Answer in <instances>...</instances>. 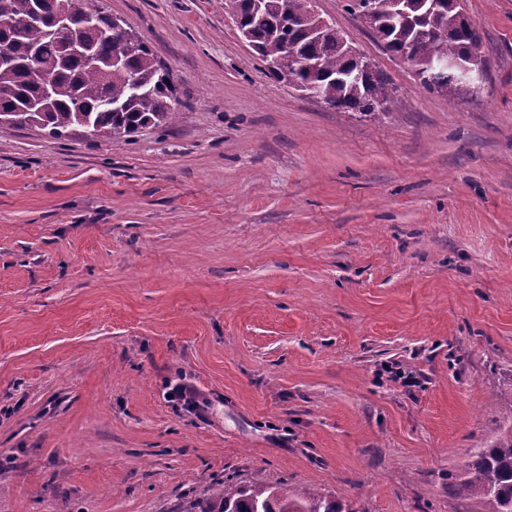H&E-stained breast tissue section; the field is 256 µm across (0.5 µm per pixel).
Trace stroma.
<instances>
[{
	"mask_svg": "<svg viewBox=\"0 0 512 512\" xmlns=\"http://www.w3.org/2000/svg\"><path fill=\"white\" fill-rule=\"evenodd\" d=\"M88 3L178 112L0 127V512H176L227 479L480 512L448 485L512 427V0H463L487 83L452 100L317 0L393 92L375 120L269 75L226 0Z\"/></svg>",
	"mask_w": 512,
	"mask_h": 512,
	"instance_id": "1",
	"label": "stroma"
}]
</instances>
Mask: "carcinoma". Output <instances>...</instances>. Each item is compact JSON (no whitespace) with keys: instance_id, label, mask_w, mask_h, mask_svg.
I'll use <instances>...</instances> for the list:
<instances>
[{"instance_id":"1","label":"carcinoma","mask_w":512,"mask_h":512,"mask_svg":"<svg viewBox=\"0 0 512 512\" xmlns=\"http://www.w3.org/2000/svg\"><path fill=\"white\" fill-rule=\"evenodd\" d=\"M62 0H0V41L11 49L13 62L0 65V125H33L61 137L73 127L93 136H127L141 128L171 121L178 101L170 75L158 64L152 50L140 39L127 49L124 63L112 64L114 41L99 34L112 23L101 9L88 10L84 0L80 14L93 15L80 29L79 47L72 49L53 39V27ZM240 6L241 26L247 41L271 75L289 81L293 76L315 87L321 102L330 108L380 118L389 114L391 95L376 71L362 80L342 78L351 65L344 53V37L336 27L316 36L290 18H305L311 0H260L254 8L248 0ZM455 0H406V14L393 12L391 0H376L375 32L385 47L398 55L408 54L420 84L429 92L449 97L461 94L446 71L427 64L438 58L485 62L483 41L469 21H448ZM38 23L30 22L32 15ZM300 65L289 70V53ZM51 77V105L44 112L29 111L42 93L40 77ZM120 104L108 110L103 102ZM454 493L475 499L481 512H512V428L486 448H476L456 476ZM178 512H355L340 499L308 491L292 494L284 484L224 483L201 494L183 498Z\"/></svg>"}]
</instances>
